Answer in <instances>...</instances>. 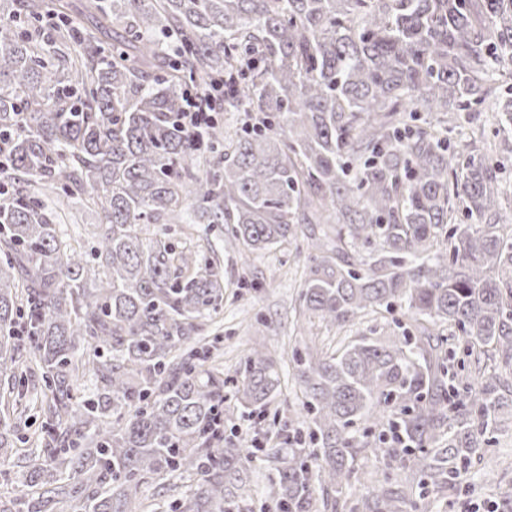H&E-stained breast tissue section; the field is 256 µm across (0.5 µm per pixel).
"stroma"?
I'll use <instances>...</instances> for the list:
<instances>
[{"label": "stroma", "mask_w": 512, "mask_h": 512, "mask_svg": "<svg viewBox=\"0 0 512 512\" xmlns=\"http://www.w3.org/2000/svg\"><path fill=\"white\" fill-rule=\"evenodd\" d=\"M173 241H190L195 250L215 254L224 279V312L207 328V336L221 334L224 371L233 373L245 350L265 344L279 352H291L302 345L296 314L298 295L306 265L304 251L288 247L263 255L249 254L229 236L224 224H175ZM20 434L27 443L15 448L1 467L20 470L42 450L36 442L45 416L39 406L27 404ZM502 426L489 453L495 471L494 482H486L481 462H473L451 496L430 494L426 512H487L491 505L512 495V402L501 411Z\"/></svg>", "instance_id": "stroma-1"}]
</instances>
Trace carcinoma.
<instances>
[{
    "label": "carcinoma",
    "instance_id": "carcinoma-1",
    "mask_svg": "<svg viewBox=\"0 0 512 512\" xmlns=\"http://www.w3.org/2000/svg\"><path fill=\"white\" fill-rule=\"evenodd\" d=\"M7 4L0 456L27 362L45 421L43 457L0 512H144L143 485L185 474L171 512H243L264 456L261 512H409L425 489L455 488L509 390L478 364L512 369V214L486 127L457 153L445 133L457 112L503 114L492 134L512 151V0H89L90 30L63 0ZM223 73L246 120L213 127L224 151L204 156L178 123L182 81L205 92ZM83 207L98 216L88 248L61 229ZM189 222L226 224L256 255L302 241L306 323L398 308L411 323L333 350L303 342L302 397L222 447L224 422L266 421L280 362L261 347L231 380L211 366L222 337L200 333L224 292L213 259L168 237ZM365 449L388 476L354 496Z\"/></svg>",
    "mask_w": 512,
    "mask_h": 512
}]
</instances>
